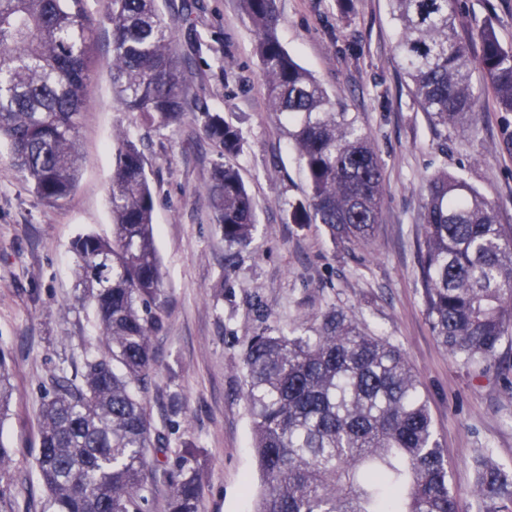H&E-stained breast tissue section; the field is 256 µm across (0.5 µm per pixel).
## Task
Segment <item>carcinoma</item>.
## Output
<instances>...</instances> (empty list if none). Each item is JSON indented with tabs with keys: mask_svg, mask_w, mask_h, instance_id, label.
Returning <instances> with one entry per match:
<instances>
[{
	"mask_svg": "<svg viewBox=\"0 0 512 512\" xmlns=\"http://www.w3.org/2000/svg\"><path fill=\"white\" fill-rule=\"evenodd\" d=\"M256 33L268 106L288 121L308 192L291 223L323 226L332 240L372 241L383 201L382 164L358 115L282 46L277 0H241ZM396 49L422 111L442 131L476 129L481 92L457 31L455 0H390ZM112 88L126 112L150 127L179 122L191 90L173 28L157 0H106ZM95 17L90 0H0V150L46 203L77 182V133L89 103ZM479 66L500 109L512 112V50L478 29ZM220 156L242 133L219 112L195 113ZM224 234V267H235L256 231L254 202L231 164L209 186ZM112 237L77 235L74 275L106 351L52 379L40 415L39 479L52 512H145L144 393L163 326V276L155 245V197L137 141L123 134L109 193ZM418 265L433 335L478 376L512 346V225L466 178L446 170L426 182ZM253 448L262 474L253 512H462L448 458L421 382L401 348L366 333L345 311L321 313L303 333L261 328L242 352ZM13 387L0 361V417ZM204 450L185 440L170 463L168 512H198ZM475 512H512V470L487 448L474 459Z\"/></svg>",
	"mask_w": 512,
	"mask_h": 512,
	"instance_id": "cac0c4a2",
	"label": "carcinoma"
}]
</instances>
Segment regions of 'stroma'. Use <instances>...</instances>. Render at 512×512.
Instances as JSON below:
<instances>
[{
  "mask_svg": "<svg viewBox=\"0 0 512 512\" xmlns=\"http://www.w3.org/2000/svg\"><path fill=\"white\" fill-rule=\"evenodd\" d=\"M192 6V24L182 20ZM172 23L198 106L223 113L242 132L232 162L254 201L257 230L234 272L224 270V236L209 196L216 148L193 118L144 125L112 98L110 35L97 29L90 104L78 133L77 186L58 205L37 197L0 158V357L13 394L0 441L11 448L0 470L10 512H50L35 467L39 414L52 376L72 375L85 350L103 349L90 306L73 277L71 240L111 235L108 207L116 131L137 139L155 195V240L164 283L163 327L153 338L156 368L144 395L164 448L150 449L146 512H167L165 461L182 441L205 452L199 512H250L261 488L241 364L260 327L308 329L321 311L344 310L372 334L400 346L429 401L450 480L469 512L473 459L488 448L512 469V350L498 376L477 378L453 362L428 323L418 268L427 178L464 175L512 224V112L485 91L476 132L440 136L411 92L395 51L389 0H278L282 45L366 122L384 169V201L372 243L341 245L322 227L292 224L307 191L283 117L268 109L256 35L241 0H158ZM458 32L472 58L475 29L489 24L512 47V0H458Z\"/></svg>",
  "mask_w": 512,
  "mask_h": 512,
  "instance_id": "35a3bbf8",
  "label": "stroma"
}]
</instances>
